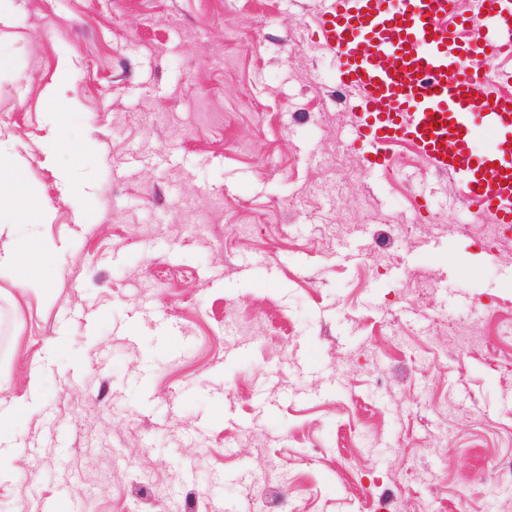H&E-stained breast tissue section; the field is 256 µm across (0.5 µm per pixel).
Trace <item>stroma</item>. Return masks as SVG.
Listing matches in <instances>:
<instances>
[{
    "label": "stroma",
    "instance_id": "obj_1",
    "mask_svg": "<svg viewBox=\"0 0 512 512\" xmlns=\"http://www.w3.org/2000/svg\"><path fill=\"white\" fill-rule=\"evenodd\" d=\"M322 6L11 0L0 141L49 214L13 236L60 275L0 272V414L40 401L0 512H512V234L410 144L367 168Z\"/></svg>",
    "mask_w": 512,
    "mask_h": 512
}]
</instances>
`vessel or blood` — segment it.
Masks as SVG:
<instances>
[{"label":"vessel or blood","mask_w":512,"mask_h":512,"mask_svg":"<svg viewBox=\"0 0 512 512\" xmlns=\"http://www.w3.org/2000/svg\"><path fill=\"white\" fill-rule=\"evenodd\" d=\"M314 35L335 61L371 171L390 169L395 146L411 143L494 224L512 227V97L499 90L512 73L472 66L512 56V0H475L465 16L455 0H326ZM381 56L394 67L380 68Z\"/></svg>","instance_id":"1"}]
</instances>
